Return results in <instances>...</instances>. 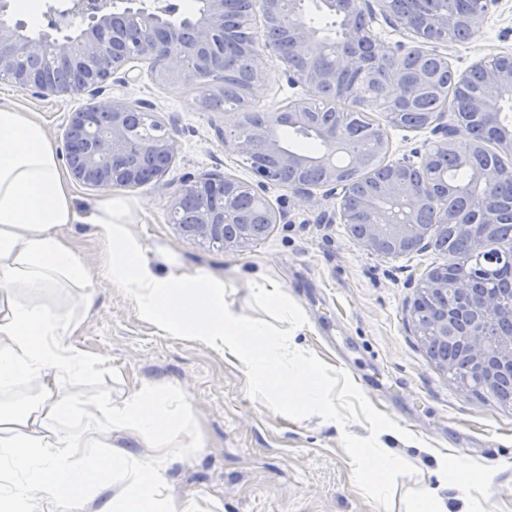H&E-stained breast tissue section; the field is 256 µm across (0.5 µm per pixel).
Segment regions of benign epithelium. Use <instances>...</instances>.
Wrapping results in <instances>:
<instances>
[{
  "mask_svg": "<svg viewBox=\"0 0 512 512\" xmlns=\"http://www.w3.org/2000/svg\"><path fill=\"white\" fill-rule=\"evenodd\" d=\"M230 0H204L203 8L192 18L178 17V5L172 0H160L149 9L142 0H131L127 11L113 15L109 0H72L63 11L47 14L48 29L61 31L76 29L78 34L63 39L49 36L33 40L20 35V28H0V77L11 80L18 88L37 96H70L72 86L58 85L48 80L53 68H69L83 75L81 91H88L92 103L70 113L64 136V159L72 178L95 189L132 188L154 182L166 192L170 184L163 177L173 163L176 141L165 132L151 141L135 142L128 129L133 112H147L153 106L141 101L102 97L107 83H128L134 64L146 62L154 80L163 74L178 77V82L204 85L206 76L217 66L227 68L224 41L230 34L228 4ZM387 12L389 0H374ZM372 2V3H374ZM368 0H321V4L338 11L346 30V43L370 46L371 54L344 51L341 42L326 36L321 30L301 21L289 23L290 16L302 14L304 0H258L262 17L263 35H273L260 48L246 50L250 57L252 78L243 89L244 95L256 99L266 90V72L263 60L275 57L281 62V72L288 85L299 87L302 93L273 112L262 113V118L250 126L247 113H240L236 124L218 130V138L228 152L254 157V182H244L231 176L212 174L190 175L183 179V188L170 194V223L176 225L185 238L203 242L219 237L224 249L236 251L267 236L270 228L280 224L286 213L275 209L267 190L275 187L289 189L304 202H314L318 196L343 197L350 189L338 159L345 156L349 168H362V158L351 143L341 137L336 127L315 118L312 102L319 91L329 89L345 99L356 94L354 85L337 82L341 72H357L368 76L377 64L390 58H406L413 51L405 50V43L394 46L380 43L372 31L359 23L360 16L373 11ZM482 9L467 19L472 32L480 30L485 16L499 4V0H481ZM461 18L453 12L436 15L432 27L444 32L455 29ZM393 26L405 35L421 37L432 48L419 47L416 52L445 57L440 47L448 46L446 39L426 35V29L414 24L408 14L393 15ZM304 66H295V60ZM39 65H33V61ZM488 91L473 101V109L490 125H500L501 105L512 100V55L500 54L488 61H480ZM421 83V76L409 77L401 71L384 88L385 99L396 95L410 96ZM448 105L431 114L429 126L440 136L439 144L454 148L470 138H457V129L445 122ZM310 128L325 145V150L312 158L289 150L281 144L277 130L281 127ZM313 165L322 172L321 180L310 182L301 173ZM431 165V153L425 152L420 161L408 159L391 164L393 174L378 188L364 196L356 211L339 208L343 224L363 225L360 240L374 253L396 257L431 246L426 241L435 227L420 224L415 214L430 206L444 207L447 196L429 194L409 178L413 171L424 172ZM292 170L298 176L292 181H281L270 169ZM512 177V168H484L474 171L472 179L485 188ZM253 199L265 214L263 224H237L235 217L241 198ZM428 287L437 295L460 296V304H476L473 315L464 318L455 306H444L428 327L415 319L414 308H409V322L429 342L444 348L457 343L459 326H465V337L460 351L469 369L485 388L493 387L505 374L512 376V336L500 337L501 346L491 343L489 326L502 315L503 307L491 295L472 296L466 278H448L443 268L426 271L418 278L417 291Z\"/></svg>",
  "mask_w": 512,
  "mask_h": 512,
  "instance_id": "1",
  "label": "benign epithelium"
}]
</instances>
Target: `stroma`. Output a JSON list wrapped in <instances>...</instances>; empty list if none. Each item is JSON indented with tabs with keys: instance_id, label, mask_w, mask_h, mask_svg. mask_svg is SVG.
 I'll return each mask as SVG.
<instances>
[{
	"instance_id": "obj_1",
	"label": "stroma",
	"mask_w": 512,
	"mask_h": 512,
	"mask_svg": "<svg viewBox=\"0 0 512 512\" xmlns=\"http://www.w3.org/2000/svg\"><path fill=\"white\" fill-rule=\"evenodd\" d=\"M512 53V0H500L472 38L448 51L456 72L476 61ZM106 95L146 101L177 144L165 179L180 188L187 174L255 176L245 157L226 153L218 128L237 112H204L199 85H159L147 69ZM0 101L36 113L48 135L62 143L70 112L90 95L39 97L0 79ZM387 162L401 161L434 144L432 129L391 127ZM135 206V231L146 253H173L190 272L227 283V304L247 319L265 318L253 282L265 274L284 286L301 319L298 342L316 360L339 403L335 419L258 398L250 376L233 358L204 343L161 332L138 318L133 303L103 286L71 344L95 361L93 373L70 386L75 406L96 411L146 385L172 388L189 403L199 447L179 449L167 469L177 500L195 512H411L425 485H436L442 459L456 460L449 480H467L476 512H512V408L463 389L439 370L408 322L422 272L441 266L435 248L382 257L353 237L347 225L329 224V200L300 206L291 191L268 198L288 214L267 237L239 251L217 250L183 238L169 221L168 199L145 184L122 190ZM70 247L91 271L103 270L106 245L87 224L64 227ZM399 427L384 437L399 461L382 474L379 497L354 469L353 458L373 440L371 423Z\"/></svg>"
}]
</instances>
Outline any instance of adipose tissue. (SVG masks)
Returning <instances> with one entry per match:
<instances>
[{
	"instance_id": "adipose-tissue-1",
	"label": "adipose tissue",
	"mask_w": 512,
	"mask_h": 512,
	"mask_svg": "<svg viewBox=\"0 0 512 512\" xmlns=\"http://www.w3.org/2000/svg\"><path fill=\"white\" fill-rule=\"evenodd\" d=\"M72 190L56 144L33 113L0 103V389L34 386L24 412L0 411V512H28L41 494L43 512H59L65 488L87 487L97 464L92 451H112L118 493L96 512H194L176 500L166 471L178 448L195 447L188 404L176 391L146 386L121 402L88 414L73 408L68 386L94 364L73 347L93 291L107 285L133 302L140 318L235 358L257 393L322 416L333 413L316 364L297 343V314L281 283L263 277L254 297L265 321L228 307L224 280L187 274L171 257L154 259L132 229L134 207L106 195L87 214ZM93 225L109 249L102 274H91L60 233L67 224ZM49 288L78 292L79 314L35 304L25 294Z\"/></svg>"
}]
</instances>
